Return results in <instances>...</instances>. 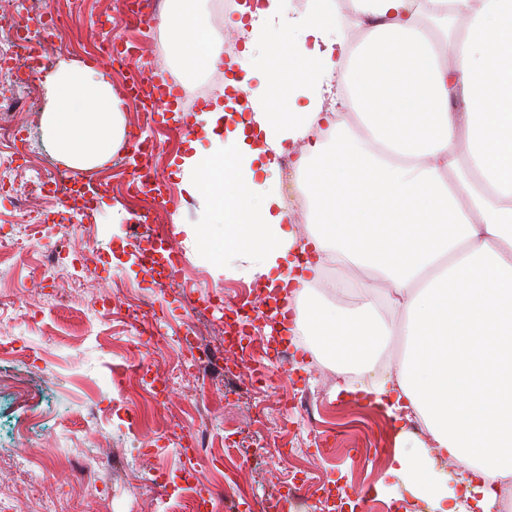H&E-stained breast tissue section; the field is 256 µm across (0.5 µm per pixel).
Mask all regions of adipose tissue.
<instances>
[{
	"mask_svg": "<svg viewBox=\"0 0 512 512\" xmlns=\"http://www.w3.org/2000/svg\"><path fill=\"white\" fill-rule=\"evenodd\" d=\"M198 0H172L162 49L192 68L224 63V35ZM367 34L353 52L336 0L240 6L248 47L199 120L210 142L181 155L182 188L202 221L184 225L225 268L310 304L291 332L340 368L366 369L403 339L392 375L367 393L387 416L410 412L430 437L387 469L431 512H499L512 480V0H352ZM468 27L437 45L420 24L458 13ZM42 130L56 161L88 172L126 144L128 101L111 72L82 59L40 76ZM461 100L462 110L452 107ZM246 110L249 123L233 122ZM299 143L307 231H288L280 158ZM224 182L216 204L207 175ZM367 268L347 304L320 299V274ZM454 462V475L437 457Z\"/></svg>",
	"mask_w": 512,
	"mask_h": 512,
	"instance_id": "obj_1",
	"label": "adipose tissue"
}]
</instances>
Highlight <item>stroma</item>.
<instances>
[{
  "label": "stroma",
  "mask_w": 512,
  "mask_h": 512,
  "mask_svg": "<svg viewBox=\"0 0 512 512\" xmlns=\"http://www.w3.org/2000/svg\"><path fill=\"white\" fill-rule=\"evenodd\" d=\"M49 2L70 21V58L96 57L87 34L99 28L134 46L132 67L159 55L158 27L130 20L115 10L113 0H85L79 10L73 0ZM153 135L163 146L157 167L171 193L157 216L168 244L181 256L177 283L158 284L135 258L134 213L151 201L119 192L131 168L113 160L95 172L108 189L83 231L56 243L67 260L94 261L92 276L40 282L30 266L17 267L13 306L0 311V487L17 491L12 512H41L48 505L60 512H153L152 499L142 493L148 472L164 469L169 491H177L180 438L201 424L214 448L196 468L214 482L231 478L243 493L240 512L275 501L297 472L307 479L303 512H323L317 490L328 482L354 500L362 490L382 487L374 512H427L386 475L396 446H416L421 434L411 429L395 441L390 418L359 394L342 393L348 372L312 352L308 337H296V356L288 365L267 363V384L255 400L271 409L265 424L253 423V402L191 378L174 384L165 407L145 409L139 368L160 377L177 356L169 348L136 345L132 306L148 302L164 311L161 332L176 336L186 320L183 285L194 286L201 297L222 294L228 306L254 297L252 284L224 274L203 250L184 243L181 227L197 222L200 209L182 189L172 160L188 141L205 138L194 113H161ZM303 396L314 405L316 424L280 405L281 399ZM38 412L44 416L41 430L27 437L24 429ZM281 448L287 458L278 456ZM89 450L109 462L93 486L72 473ZM36 451L55 466L47 478L32 483L20 464Z\"/></svg>",
  "instance_id": "stroma-1"
}]
</instances>
